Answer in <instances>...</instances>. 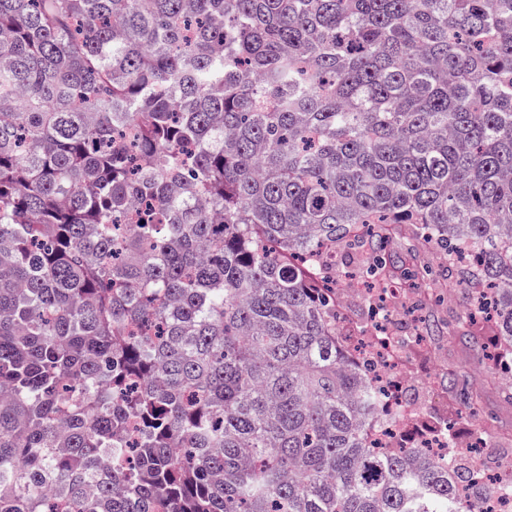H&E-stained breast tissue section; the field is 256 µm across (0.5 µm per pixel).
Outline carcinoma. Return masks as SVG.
<instances>
[{
  "label": "carcinoma",
  "mask_w": 512,
  "mask_h": 512,
  "mask_svg": "<svg viewBox=\"0 0 512 512\" xmlns=\"http://www.w3.org/2000/svg\"><path fill=\"white\" fill-rule=\"evenodd\" d=\"M407 225L512 360V0H0V512H480L342 348ZM368 303L364 299V295L353 296L344 302L341 307L342 326L349 324L359 331H369L372 323L367 319ZM375 442L378 446H397L406 447H427L440 450L443 454L447 453V439L440 432H425L415 434L408 431L403 425L388 429L383 435L376 437Z\"/></svg>",
  "instance_id": "carcinoma-1"
}]
</instances>
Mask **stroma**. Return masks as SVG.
<instances>
[{
  "label": "stroma",
  "instance_id": "1",
  "mask_svg": "<svg viewBox=\"0 0 512 512\" xmlns=\"http://www.w3.org/2000/svg\"><path fill=\"white\" fill-rule=\"evenodd\" d=\"M431 292L434 301L424 308L405 292L388 305L390 332L405 336L415 327L424 332L423 340L405 349L412 369L405 395L424 425H452L456 439L483 428L488 443L483 456L495 463L504 461L512 457V402L501 392L503 371L491 361V347L455 333L461 314L468 309L467 295L444 277L433 284ZM453 376L480 393L472 420L459 417L460 408L448 390Z\"/></svg>",
  "mask_w": 512,
  "mask_h": 512
}]
</instances>
